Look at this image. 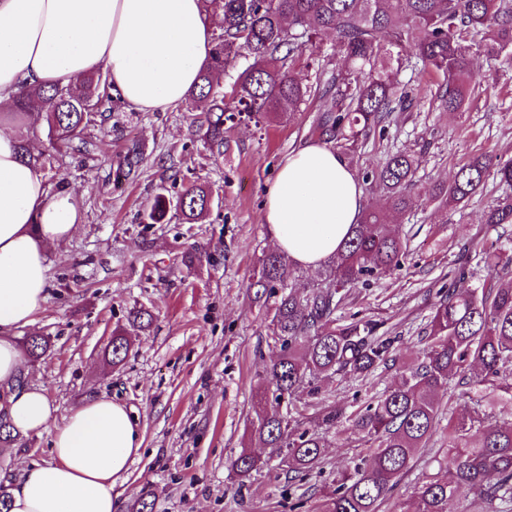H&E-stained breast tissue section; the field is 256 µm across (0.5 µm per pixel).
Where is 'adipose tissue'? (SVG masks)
<instances>
[{
	"label": "adipose tissue",
	"mask_w": 512,
	"mask_h": 512,
	"mask_svg": "<svg viewBox=\"0 0 512 512\" xmlns=\"http://www.w3.org/2000/svg\"><path fill=\"white\" fill-rule=\"evenodd\" d=\"M203 0H0V385L12 387L13 431H51L52 462L22 469L10 512H118L113 491L142 446L138 423L112 400H88L63 419L44 390L19 385L17 329L48 299L51 246L75 232L71 194L50 195L23 159L15 102L34 86L68 87L103 71L141 112L178 105L212 48ZM364 207V188L332 146L309 143L282 162L263 222L289 261L317 269L341 247Z\"/></svg>",
	"instance_id": "ef3b65f1"
}]
</instances>
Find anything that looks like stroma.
Instances as JSON below:
<instances>
[{"label": "stroma", "mask_w": 512, "mask_h": 512, "mask_svg": "<svg viewBox=\"0 0 512 512\" xmlns=\"http://www.w3.org/2000/svg\"><path fill=\"white\" fill-rule=\"evenodd\" d=\"M314 66L298 60L295 71L311 89L305 104L258 124H225L224 148L205 145L195 133L200 109L180 104L164 112H140L120 103L91 130L93 152L83 160L53 152L45 123H36V155L50 157L43 171L50 193L73 192L81 222L74 235L48 252V301L35 322L18 332L50 340L27 366L30 384L42 387L59 415L86 400L106 397L137 418L143 443L115 491L119 512L142 489L155 493L152 512H314L322 492L361 448L343 427L326 435L322 476L289 481L271 449H260L266 467L239 483L230 462L256 424L263 369L280 353L269 334L271 309L256 299L259 261L273 246L262 222L264 190L291 150L321 140L318 121L329 109L321 94L342 67L334 34L316 43ZM479 85L464 115L441 109L440 83L416 69L400 79L420 90L405 111L394 113L385 141L367 140L350 159L356 173L380 165L388 152L417 159L413 205L396 232L408 253L400 270L351 289L342 319H373L399 336V361L362 380L333 377L327 400L353 407L395 385L424 347L437 291L448 283L461 246L479 236L495 241L485 212L511 188L488 179L466 205L439 208L429 192L451 181L472 155L512 158V68L500 67L483 43L469 44ZM138 140L144 160L135 180L115 184L113 172L127 140ZM213 194L208 216L187 224L170 210L160 224L142 223L159 190L177 200L192 182ZM197 254L186 265V254ZM151 312L148 329L133 331L132 349L112 367L107 349L129 313ZM51 435L26 436L25 447L0 448V472L51 462ZM447 442L435 435L393 493L409 499L425 476L445 475Z\"/></svg>", "instance_id": "obj_1"}]
</instances>
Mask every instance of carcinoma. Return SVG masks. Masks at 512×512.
I'll return each mask as SVG.
<instances>
[{
  "instance_id": "obj_1",
  "label": "carcinoma",
  "mask_w": 512,
  "mask_h": 512,
  "mask_svg": "<svg viewBox=\"0 0 512 512\" xmlns=\"http://www.w3.org/2000/svg\"><path fill=\"white\" fill-rule=\"evenodd\" d=\"M214 34L210 62L189 92L191 103L206 104L198 132L205 142L224 146V124H256L278 112H292L310 89L295 75L300 52L316 39L336 34L346 68L326 86L336 115L332 142L352 150L369 133L403 110L419 88L398 79L405 66L423 65L443 77L440 102L448 112L463 114L472 93L474 72L465 42L485 35L488 56L496 59L512 48V0H205ZM247 65L234 77L229 94L215 74ZM45 104L43 119L58 152H87L86 136L103 117L106 102H119L98 72L75 87L33 88L17 102ZM143 148L131 142L115 170V180L135 176ZM415 158L390 152L385 163L364 173L372 192L386 196L387 208L364 207L360 224L343 248L330 258L326 281L304 293L287 290L283 254L264 255L254 285L256 294L275 298L270 330L280 344L278 358L266 367L271 396L260 399L254 439L281 455V464L298 480L323 474L324 434L344 422L367 454L331 480L318 512H381L402 477L417 463L421 449L444 430L448 443V477H428L414 488L412 499L393 503L391 512H448V501L461 490L470 496L468 512H512V233L485 246L471 239L465 251L480 258L491 274L470 282L474 272L455 274L447 293L433 304L427 342L417 367L403 372L397 385L358 405L351 412L334 404L319 407L308 418L296 410L295 397H315L336 375L363 379L379 367L398 361L397 337L371 319L339 322L350 289L400 267L407 240L389 230L411 207ZM512 185V159L477 155L461 166L450 183L436 185L430 198L446 207L467 202L489 177ZM212 192L193 184L178 197L185 222H198L211 206ZM171 208L165 193L155 195L144 224H158ZM492 226H512V197H505L484 216ZM127 337H112V365L128 355ZM463 388L473 408L444 413L439 394L451 383ZM445 427H440L443 419ZM264 461L247 448L231 461L240 481L249 479Z\"/></svg>"
}]
</instances>
